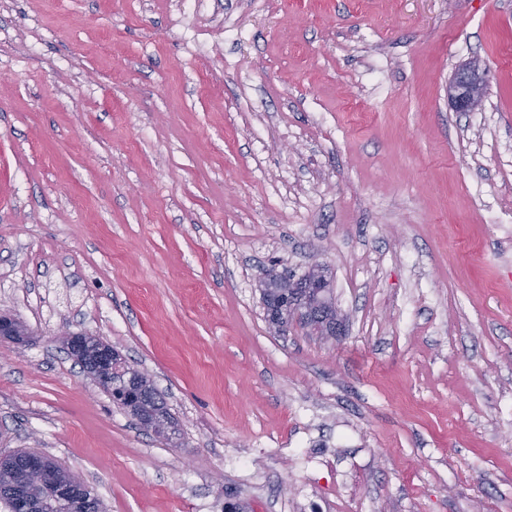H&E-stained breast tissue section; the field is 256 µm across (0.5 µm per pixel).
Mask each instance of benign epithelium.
I'll return each mask as SVG.
<instances>
[{
    "instance_id": "benign-epithelium-1",
    "label": "benign epithelium",
    "mask_w": 512,
    "mask_h": 512,
    "mask_svg": "<svg viewBox=\"0 0 512 512\" xmlns=\"http://www.w3.org/2000/svg\"><path fill=\"white\" fill-rule=\"evenodd\" d=\"M486 69L477 62H470L448 82V99L458 112H472L479 108L484 97ZM324 267L314 265L297 280H284L282 275L270 271L260 283L261 295L268 301L264 308L269 328L278 335L288 332L291 322H296L310 334L323 338L344 335L345 319L333 302L330 284ZM280 282L285 288H300V296L280 294L273 296L266 288L270 282ZM68 354L75 360L86 363L85 374L101 389L122 388L124 384L112 381V358L119 355L111 345L92 334L63 333ZM0 339L22 344L29 340V333L10 312L0 310ZM9 491L6 494L9 512H40L39 491L50 489L54 495L69 501L74 512H102L100 500L93 494L69 480L38 456L28 455L5 476Z\"/></svg>"
}]
</instances>
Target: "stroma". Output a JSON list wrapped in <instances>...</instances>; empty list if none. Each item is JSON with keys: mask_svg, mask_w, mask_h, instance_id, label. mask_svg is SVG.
<instances>
[{"mask_svg": "<svg viewBox=\"0 0 512 512\" xmlns=\"http://www.w3.org/2000/svg\"><path fill=\"white\" fill-rule=\"evenodd\" d=\"M316 263L344 336L274 335ZM0 307V456L107 512H512V0H0ZM486 69L476 61L469 62L448 82V99L457 112H472L484 97ZM0 339L22 344L29 340V333L20 321L9 311L0 310ZM60 336H65L64 344L68 354L77 361L85 362L89 366V370H85V374L93 380L101 389H107L111 395L114 388H123L128 386L125 383L112 382L129 379V372L137 370L131 369L123 360H117L113 363L112 358L119 356V352L108 343L103 342L92 334H71L65 332ZM113 371V374H112ZM140 390L138 401L149 402L158 405L166 416L167 424L160 429H150L155 435L163 437L166 440L176 439L179 432L174 418L171 416L165 400L154 387L151 379L140 373ZM113 387V389H112ZM105 390L106 392H108ZM141 395V396H140ZM141 397V399H140Z\"/></svg>", "mask_w": 512, "mask_h": 512, "instance_id": "1", "label": "stroma"}]
</instances>
